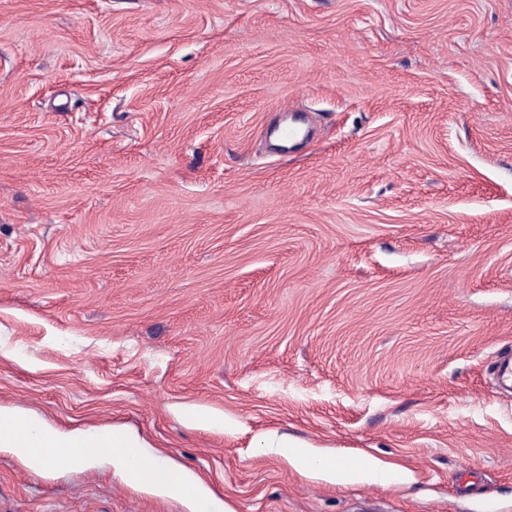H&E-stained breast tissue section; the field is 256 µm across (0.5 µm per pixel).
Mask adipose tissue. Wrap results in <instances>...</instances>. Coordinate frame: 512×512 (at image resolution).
<instances>
[{
	"instance_id": "1",
	"label": "adipose tissue",
	"mask_w": 512,
	"mask_h": 512,
	"mask_svg": "<svg viewBox=\"0 0 512 512\" xmlns=\"http://www.w3.org/2000/svg\"><path fill=\"white\" fill-rule=\"evenodd\" d=\"M13 421L12 415L0 413V447L13 449L32 469L50 464L49 449L67 448L76 455L79 466L85 468L106 463L126 474L139 468L160 470L165 478L155 482L156 491L170 494L175 487H186L191 489L200 512H225L224 503L212 495L200 477L175 467L163 450L146 449L124 430L65 432L46 428L31 418L21 428L14 427ZM38 444L43 447L39 453L34 450Z\"/></svg>"
}]
</instances>
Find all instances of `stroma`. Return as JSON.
Instances as JSON below:
<instances>
[{
    "mask_svg": "<svg viewBox=\"0 0 512 512\" xmlns=\"http://www.w3.org/2000/svg\"><path fill=\"white\" fill-rule=\"evenodd\" d=\"M506 357L512 0H0V408L231 512H512ZM0 512L195 504L0 447ZM17 417L0 411V447L12 448L34 470H40L54 460L47 451L38 453L33 450L36 444H41L45 448H56L51 454L63 465H73L76 455L78 465L85 468L107 463L126 475L139 468L160 470L166 474V479L151 480L149 487L163 494H178L174 490L176 486L186 487L192 490L198 511L231 512L226 510L224 502L212 495L200 477L175 467L162 449L148 450L122 429L112 427V430L97 432H65L47 429L40 421L31 418L26 419L23 428L2 429V424L12 425ZM306 446L298 444L289 440L286 437H271L266 440V444L263 448L268 449L269 452L273 453H288L297 463L308 469H323L330 476L336 475V465L333 462L332 465H324L323 462H329L326 458L314 455L311 453Z\"/></svg>",
    "mask_w": 512,
    "mask_h": 512,
    "instance_id": "35a3bbf8",
    "label": "stroma"
}]
</instances>
